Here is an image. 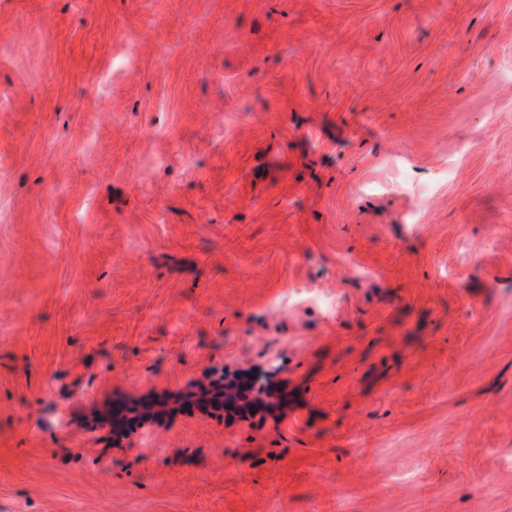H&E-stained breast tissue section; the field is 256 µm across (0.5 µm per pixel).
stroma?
<instances>
[{"instance_id": "stroma-1", "label": "stroma", "mask_w": 512, "mask_h": 512, "mask_svg": "<svg viewBox=\"0 0 512 512\" xmlns=\"http://www.w3.org/2000/svg\"><path fill=\"white\" fill-rule=\"evenodd\" d=\"M0 512H512V0H0Z\"/></svg>"}]
</instances>
